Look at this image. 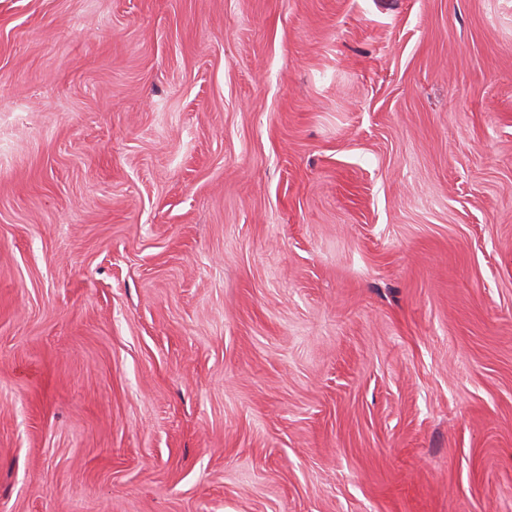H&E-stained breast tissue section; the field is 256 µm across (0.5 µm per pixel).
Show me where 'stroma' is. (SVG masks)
<instances>
[{"label": "stroma", "mask_w": 512, "mask_h": 512, "mask_svg": "<svg viewBox=\"0 0 512 512\" xmlns=\"http://www.w3.org/2000/svg\"><path fill=\"white\" fill-rule=\"evenodd\" d=\"M0 512H512V0H0Z\"/></svg>", "instance_id": "1"}]
</instances>
